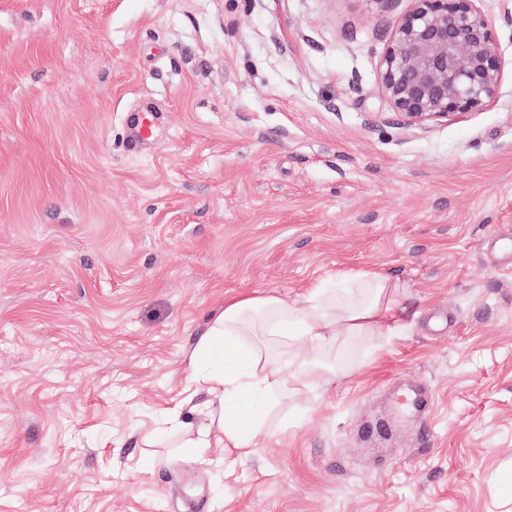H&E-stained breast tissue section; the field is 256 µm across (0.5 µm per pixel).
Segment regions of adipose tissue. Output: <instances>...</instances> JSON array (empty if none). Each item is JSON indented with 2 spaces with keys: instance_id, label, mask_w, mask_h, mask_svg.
<instances>
[{
  "instance_id": "1",
  "label": "adipose tissue",
  "mask_w": 512,
  "mask_h": 512,
  "mask_svg": "<svg viewBox=\"0 0 512 512\" xmlns=\"http://www.w3.org/2000/svg\"><path fill=\"white\" fill-rule=\"evenodd\" d=\"M349 282V289L341 291L314 284L301 300L291 303L272 295L225 302L200 334L192 359L214 367L207 391L222 403L219 441L236 449L239 457L251 453V442L264 425V404L288 391L279 366L261 348L244 346L242 337L272 336L288 347L300 384L307 388L338 379V363L330 355L345 338L393 335L405 283L381 272L356 273Z\"/></svg>"
}]
</instances>
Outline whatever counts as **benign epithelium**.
<instances>
[{"mask_svg":"<svg viewBox=\"0 0 512 512\" xmlns=\"http://www.w3.org/2000/svg\"><path fill=\"white\" fill-rule=\"evenodd\" d=\"M382 58L379 91L411 124L467 112L490 101L501 57L475 0H414Z\"/></svg>","mask_w":512,"mask_h":512,"instance_id":"obj_1","label":"benign epithelium"}]
</instances>
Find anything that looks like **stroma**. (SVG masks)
Returning <instances> with one entry per match:
<instances>
[{
	"label": "stroma",
	"instance_id": "1",
	"mask_svg": "<svg viewBox=\"0 0 512 512\" xmlns=\"http://www.w3.org/2000/svg\"><path fill=\"white\" fill-rule=\"evenodd\" d=\"M413 6L0 0V512H512V0L497 96L421 125L378 92ZM375 270L394 335L185 447L225 300Z\"/></svg>",
	"mask_w": 512,
	"mask_h": 512
}]
</instances>
